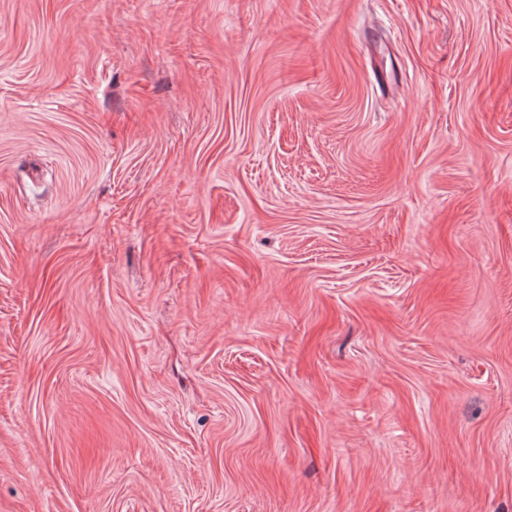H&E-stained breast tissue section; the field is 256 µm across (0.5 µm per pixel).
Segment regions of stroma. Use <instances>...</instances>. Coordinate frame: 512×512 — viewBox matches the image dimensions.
Instances as JSON below:
<instances>
[{
	"label": "stroma",
	"mask_w": 512,
	"mask_h": 512,
	"mask_svg": "<svg viewBox=\"0 0 512 512\" xmlns=\"http://www.w3.org/2000/svg\"><path fill=\"white\" fill-rule=\"evenodd\" d=\"M0 512H512V0H0Z\"/></svg>",
	"instance_id": "stroma-1"
}]
</instances>
